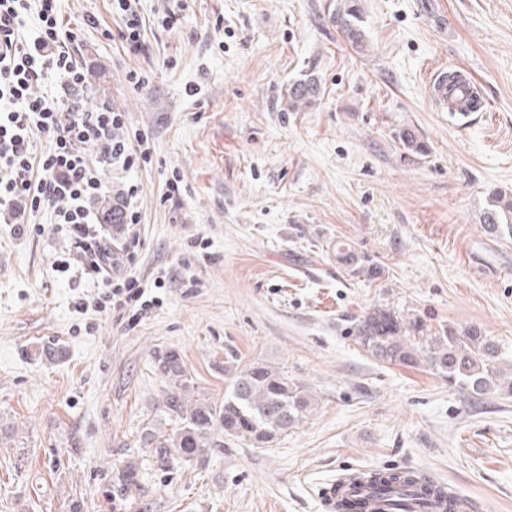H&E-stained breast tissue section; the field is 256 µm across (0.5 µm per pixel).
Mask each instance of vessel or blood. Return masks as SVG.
I'll list each match as a JSON object with an SVG mask.
<instances>
[{
	"mask_svg": "<svg viewBox=\"0 0 512 512\" xmlns=\"http://www.w3.org/2000/svg\"><path fill=\"white\" fill-rule=\"evenodd\" d=\"M426 86L431 103L441 110L467 114L487 105L486 100L477 99L475 79L464 67L453 70L444 66L435 68L429 73ZM363 490V484L356 482L354 474L340 473L322 487L321 501L326 512H334L337 502L351 499Z\"/></svg>",
	"mask_w": 512,
	"mask_h": 512,
	"instance_id": "1",
	"label": "vessel or blood"
}]
</instances>
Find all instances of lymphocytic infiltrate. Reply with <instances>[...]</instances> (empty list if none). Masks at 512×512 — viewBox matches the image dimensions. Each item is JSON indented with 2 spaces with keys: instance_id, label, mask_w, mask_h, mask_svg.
I'll return each mask as SVG.
<instances>
[{
  "instance_id": "lymphocytic-infiltrate-1",
  "label": "lymphocytic infiltrate",
  "mask_w": 512,
  "mask_h": 512,
  "mask_svg": "<svg viewBox=\"0 0 512 512\" xmlns=\"http://www.w3.org/2000/svg\"><path fill=\"white\" fill-rule=\"evenodd\" d=\"M60 2L0 0V219L21 234L30 215L51 208L82 255L75 277L95 289L93 296L79 298L76 310L113 306L135 320L150 305L147 286L115 266L120 259L133 261L140 244L141 215L132 203L139 188L129 186L122 206L126 235L120 250H113L109 226L93 204L107 172L141 167L150 157L123 136L124 113L105 103L87 104L86 72L66 49ZM31 13L37 31L27 38L22 30ZM46 79L53 92L32 95V85ZM37 133L48 137L46 148L37 149Z\"/></svg>"
}]
</instances>
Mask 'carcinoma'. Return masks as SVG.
Returning a JSON list of instances; mask_svg holds the SVG:
<instances>
[{"instance_id":"carcinoma-1","label":"carcinoma","mask_w":512,"mask_h":512,"mask_svg":"<svg viewBox=\"0 0 512 512\" xmlns=\"http://www.w3.org/2000/svg\"><path fill=\"white\" fill-rule=\"evenodd\" d=\"M332 19L352 48L367 50L357 0L337 4ZM319 93L320 82L311 69L285 90L286 107L290 112L302 111L316 101ZM396 138L404 158L427 154L428 146L411 127L400 129ZM482 220L487 234L512 238V194L492 192ZM336 259L355 276L375 280L383 273L380 263L349 248L336 250ZM352 335L358 346L375 360L407 367L423 364L448 380V385L473 396L502 388L512 395V378L507 380V386H502L508 351L477 325L450 324L434 331L418 317L407 321L391 309L379 308L356 318ZM155 364L168 381L162 407L176 419V426L168 432L148 428L143 435L144 447L150 449L156 465L162 469L201 460L209 449L224 447V442L218 439L220 435L267 443L287 432L313 406L304 386L289 383L282 372L263 362L242 367L224 362L228 384L220 402L189 397V374L176 351L155 353ZM119 481L129 490L139 488L138 464L125 462ZM371 483L384 489L387 512H412V500L436 492V488L420 484L406 470L383 469L374 474Z\"/></svg>"}]
</instances>
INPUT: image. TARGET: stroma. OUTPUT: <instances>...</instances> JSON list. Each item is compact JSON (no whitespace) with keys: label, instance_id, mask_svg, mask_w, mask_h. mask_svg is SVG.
<instances>
[{"label":"stroma","instance_id":"1","mask_svg":"<svg viewBox=\"0 0 512 512\" xmlns=\"http://www.w3.org/2000/svg\"><path fill=\"white\" fill-rule=\"evenodd\" d=\"M336 3L140 0L131 54L108 0H64L90 103L124 112L152 151L108 175L94 208L138 185L131 270L168 278L137 321L78 312L90 288L56 271L68 241L49 211L22 235L0 224V512H325L320 488L366 468L413 469L512 512V396L470 397L373 360L351 335L383 307L432 328L477 324L512 348V239L481 228L489 193H512V0H358L362 53L333 23ZM438 65L470 68L488 109L437 111L426 78ZM310 68L317 100L285 111ZM405 126L427 155L402 159ZM340 242L383 276L346 274ZM47 346L59 360L41 358ZM168 349L195 396L223 398L225 362L261 361L314 409L265 447L228 437L159 468L141 436L164 421L154 354ZM129 459L132 496L118 482Z\"/></svg>","mask_w":512,"mask_h":512}]
</instances>
